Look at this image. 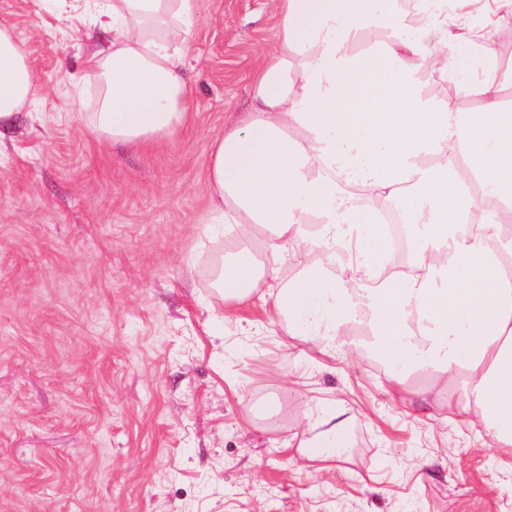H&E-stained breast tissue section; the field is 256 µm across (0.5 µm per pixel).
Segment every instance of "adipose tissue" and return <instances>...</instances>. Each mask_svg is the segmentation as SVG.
<instances>
[{
    "instance_id": "obj_1",
    "label": "adipose tissue",
    "mask_w": 512,
    "mask_h": 512,
    "mask_svg": "<svg viewBox=\"0 0 512 512\" xmlns=\"http://www.w3.org/2000/svg\"><path fill=\"white\" fill-rule=\"evenodd\" d=\"M200 0H80L92 128L149 146L192 121L182 75ZM275 47L249 76L250 109L212 146L216 286L225 309L279 281L276 318L328 355L372 354L402 402L414 374L455 385L485 448L512 446V107L500 71L459 111L425 84L455 78L468 24L458 0H276ZM37 77L0 25V127ZM394 205L398 230L376 202ZM259 231L254 246L245 229Z\"/></svg>"
}]
</instances>
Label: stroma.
Returning <instances> with one entry per match:
<instances>
[{"label": "stroma", "mask_w": 512, "mask_h": 512, "mask_svg": "<svg viewBox=\"0 0 512 512\" xmlns=\"http://www.w3.org/2000/svg\"><path fill=\"white\" fill-rule=\"evenodd\" d=\"M73 6L0 0L39 79L0 129V512H512V447L461 432L448 384L415 376L426 402L402 404L373 356L288 336L265 283L224 319L207 170L273 46L272 0H200L193 123L149 147L92 131ZM465 8L512 57V13ZM334 406L346 448L299 466Z\"/></svg>", "instance_id": "stroma-1"}]
</instances>
